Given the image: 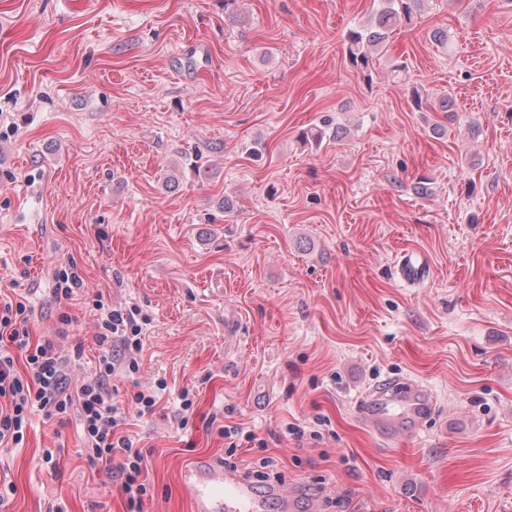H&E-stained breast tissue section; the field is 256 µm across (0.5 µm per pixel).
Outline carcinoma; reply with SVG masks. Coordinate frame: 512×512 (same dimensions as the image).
<instances>
[{"label": "carcinoma", "mask_w": 512, "mask_h": 512, "mask_svg": "<svg viewBox=\"0 0 512 512\" xmlns=\"http://www.w3.org/2000/svg\"><path fill=\"white\" fill-rule=\"evenodd\" d=\"M423 2L424 0H379V8L369 26L352 28L347 34L346 60L350 67L360 72L364 79L372 80L374 58L386 51L390 39L397 31L418 24ZM411 100L419 112L453 111L448 97L443 96L437 101L428 92L416 87L412 88ZM333 132L339 133L341 128L333 127V120L327 117L322 119L319 126L303 133V138H310L318 145L323 139L331 137Z\"/></svg>", "instance_id": "cac0c4a2"}]
</instances>
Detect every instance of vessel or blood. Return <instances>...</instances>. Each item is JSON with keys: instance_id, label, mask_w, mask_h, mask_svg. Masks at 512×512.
<instances>
[{"instance_id": "b4317fda", "label": "vessel or blood", "mask_w": 512, "mask_h": 512, "mask_svg": "<svg viewBox=\"0 0 512 512\" xmlns=\"http://www.w3.org/2000/svg\"><path fill=\"white\" fill-rule=\"evenodd\" d=\"M430 404L431 395L425 387L407 382L398 388L378 389L367 402V418L374 425L389 428L394 418L390 406H399V416L415 422L422 418ZM181 479L193 512H263L266 500H278L284 507L291 502L286 488L274 486L267 493H258L253 483L238 472L205 456L195 458L186 466Z\"/></svg>"}]
</instances>
